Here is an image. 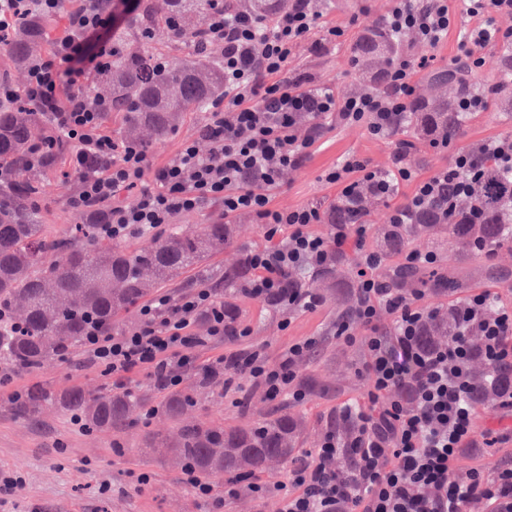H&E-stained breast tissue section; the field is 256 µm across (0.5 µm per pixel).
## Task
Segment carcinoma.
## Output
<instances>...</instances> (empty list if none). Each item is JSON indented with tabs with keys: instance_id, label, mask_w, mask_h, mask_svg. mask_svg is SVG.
<instances>
[{
	"instance_id": "cac0c4a2",
	"label": "carcinoma",
	"mask_w": 512,
	"mask_h": 512,
	"mask_svg": "<svg viewBox=\"0 0 512 512\" xmlns=\"http://www.w3.org/2000/svg\"><path fill=\"white\" fill-rule=\"evenodd\" d=\"M210 0H136L128 14L124 36L115 40L111 69L96 78L88 94L122 114V136L146 144L173 134L181 114L211 111L224 98V63L218 51L203 36L200 21ZM232 13L249 10L263 21L288 8L289 0H223ZM166 31L169 45L184 53L172 67L157 55L150 42L158 28ZM143 45L130 52L127 42ZM402 37L384 22L363 29L350 45L357 70L369 76L361 89L375 90V77L385 74L399 57ZM45 20L28 16L17 24L8 40L0 45L14 69L26 71L44 54L47 46ZM501 66L491 94L512 104V46L501 49ZM485 86L463 64L450 63L431 71L421 90L413 95L398 119L395 132L417 141L453 144L462 135L470 113L458 104L484 93ZM50 118L34 105H0V311L8 315L0 323V361L29 370L50 360L66 357L67 349L79 346L88 321L95 319L108 331L119 325V315L130 309L157 286L189 268L201 267L208 253L232 245L227 224L198 225L187 233L179 224L168 225L160 237H153L139 249L125 252L100 239L97 225L78 224L74 235L63 243L46 239L39 224L41 205L37 174L43 164L32 158L33 145L43 142L47 154L63 150L60 141L44 140ZM469 152L479 177L468 195L458 193L453 182L443 183L425 204L409 215L405 224H383L379 235L383 255L402 252L415 238H446L462 250L496 249L512 242V177L505 174L482 143ZM367 186L358 188L356 204H331L325 210L328 224H364L383 203ZM250 273L246 260L224 270V283L234 284ZM350 258L343 251L328 273L303 270L288 274L290 288H335L352 278ZM473 276H448L421 266L398 267L391 271L389 284L405 290L418 286L444 285L466 288ZM458 331V317L450 305L427 322L422 345L432 350ZM472 350L470 372L475 381L474 400L489 407L500 392L512 387V366L493 367L481 354V337L468 336ZM196 403L190 395H172L165 409L181 424L173 437L155 435L151 447L171 453L182 469L202 475L230 474L244 481L265 471L273 463L288 464L302 429L298 416L288 413L266 419L248 429L224 431V427L197 422L185 415ZM82 415L94 428H110L134 419L139 398L131 391L106 393L89 398L82 391H55L43 385L29 393L27 410L33 414L45 407Z\"/></svg>"
}]
</instances>
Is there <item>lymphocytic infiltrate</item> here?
<instances>
[{
    "label": "lymphocytic infiltrate",
    "mask_w": 512,
    "mask_h": 512,
    "mask_svg": "<svg viewBox=\"0 0 512 512\" xmlns=\"http://www.w3.org/2000/svg\"><path fill=\"white\" fill-rule=\"evenodd\" d=\"M62 3L0 0V37L26 15L66 16L63 33L30 65L23 86L0 82V102L31 103L47 111L51 134L72 147L68 164L78 187L67 204L95 224L101 237L121 240L173 223L178 215L206 203H219L224 219L249 216L264 225L272 241L248 253L250 275L243 292L294 310L314 309L321 297L312 291H286L289 270L329 266L346 243L362 252L352 318L337 324L335 336L348 344L362 341L366 347V398L381 411L372 416L357 403L344 404L339 416L356 419L357 433L344 442L327 432L314 456L291 461V489L283 493L279 512H469L470 504L478 501L492 512H512L511 464L492 471L480 463L464 471L458 467L468 448L479 445L466 337L473 332L481 336V351L490 365L512 363V309L493 307L489 291L471 292L457 305L458 336L424 350L420 336L433 311L423 306V292H400L377 276L382 257L366 250V225L337 224L322 236L312 230L324 221L318 208L272 203L282 172L304 166L325 120L363 128L377 139L392 138L396 118L429 57L396 59L387 70V91L339 95L311 75L289 68L312 32H321L330 43L344 35L341 27L322 21L311 0H293L288 10L267 22L246 11L230 17L210 10L202 28L224 53V100L208 113L200 130L209 149L203 153L196 142L185 143L173 159L157 167L145 148L115 141L104 132L106 109L83 86L87 73L100 74L111 66L108 31L117 0H79L78 7L68 10ZM464 5L475 23L465 30L458 51L477 72L485 64L480 49L512 41V0H464ZM383 19L393 31L431 49L455 25L448 0H387ZM410 149L407 140H394L391 168L349 158L326 179L347 200L361 183L379 194L403 182L414 183L407 202L387 214L388 223L399 224L437 184H465L476 176L467 151L461 150L452 165L417 179L407 162ZM134 187L140 190L134 203L117 201L120 191ZM384 310L394 316L391 325L380 321ZM140 316L135 331L117 336L91 326L83 341L85 363L119 385L131 372L144 371L159 388L168 389L181 384L192 351L202 343L192 331L198 321L206 322V336L214 339L241 335L208 288L176 301L155 298L141 307ZM356 324L362 336L353 333ZM315 346L311 338L295 342L275 362L264 347H244L218 355L210 368L225 384L262 387L270 401L299 400L303 393L295 385L297 368Z\"/></svg>",
    "instance_id": "1"
}]
</instances>
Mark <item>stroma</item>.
Wrapping results in <instances>:
<instances>
[{
  "mask_svg": "<svg viewBox=\"0 0 512 512\" xmlns=\"http://www.w3.org/2000/svg\"><path fill=\"white\" fill-rule=\"evenodd\" d=\"M362 6L363 0H328L322 18L344 28L342 42L321 47L310 40L304 42L297 50L293 67L314 74L321 84L337 93L353 90L362 75L352 67L347 47L369 22V17L361 13ZM504 111L497 99H489L485 111L472 114L459 145L440 150L420 144L414 170L429 175L452 164L458 146L512 135V123L502 118ZM202 124L198 113H185L173 136L149 142L154 165L174 158L188 139L197 140L199 149L207 150V142L198 137ZM391 153L390 140L372 138L360 127L327 122L307 163L283 174L280 186L273 191L275 202L281 207L326 209L338 195L337 186L324 178L328 169L350 157L367 159L385 168L391 163ZM66 170L60 160L40 177L41 222L51 240L70 237L75 225L83 221L66 203L77 186L76 178L66 177ZM232 231V249L206 257V277H199L197 270H188L167 282L159 293L176 298L200 286L218 294L227 293L238 310L236 324L250 331L249 336L241 338V345L265 346L273 361L289 344L315 338L318 345L314 353L298 371V383L306 388L305 397L299 402L287 398L273 403L261 389L248 384L214 392L202 388L203 370L214 355L231 349L228 340L213 341L197 350L195 364L178 391L196 397L193 414L197 419L223 424L228 430L250 427L284 410L302 416L304 429L295 453L301 456L315 452L335 423L337 409L349 400L361 398L367 389L361 375L367 354L361 343L349 345L332 334L342 316L336 298L346 295L350 287L345 284L335 291L321 290V303L313 310L270 309L244 294L239 286L224 284L225 267L241 254L265 245V229L252 218L241 216L234 220ZM409 247L435 253L439 266L451 272L466 274L490 267L510 271L508 279L492 285L483 279L479 285L489 288L492 298L501 305L512 307L511 248L493 254L462 255L444 242L423 238L410 242ZM79 358L75 352L66 361L53 360L40 369L20 371L17 381L28 387L48 384L59 389L77 388L89 395L112 389L111 377L95 367L80 365ZM125 387L140 393L146 412L133 423L109 430L78 429L72 426L70 415L53 409L29 414L8 399L6 390L0 389V466L19 470L26 481L19 495L0 505V512H278L286 466L258 475V483L269 489L265 497H255L244 483L238 484L235 496H227L229 479L225 476L212 479L211 496H199L170 457L149 447L154 433L170 434L176 428L165 411L166 392L158 390L154 380L143 372L131 374ZM242 397L246 398V405L236 406V399ZM141 474L147 475L146 483H137Z\"/></svg>",
  "mask_w": 512,
  "mask_h": 512,
  "instance_id": "35a3bbf8",
  "label": "stroma"
}]
</instances>
